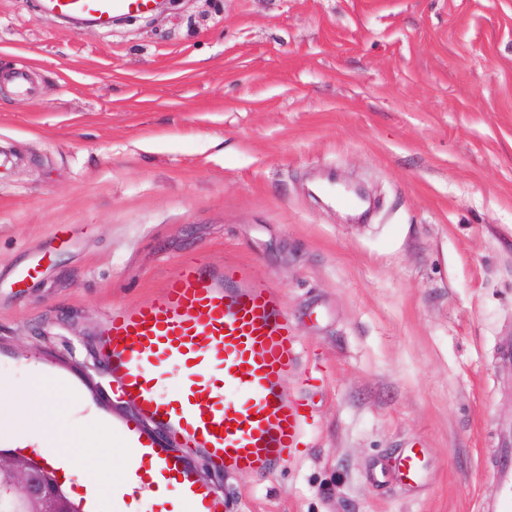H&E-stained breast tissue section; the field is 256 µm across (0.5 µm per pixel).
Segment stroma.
I'll return each mask as SVG.
<instances>
[{
    "instance_id": "obj_1",
    "label": "stroma",
    "mask_w": 512,
    "mask_h": 512,
    "mask_svg": "<svg viewBox=\"0 0 512 512\" xmlns=\"http://www.w3.org/2000/svg\"><path fill=\"white\" fill-rule=\"evenodd\" d=\"M326 169L372 220L316 194ZM187 258L274 289L303 345V445L263 477L191 453L231 512H479L512 422V0H172L80 30L0 0V385L27 409L58 363L39 435L136 414L100 333ZM412 443L426 488L377 482Z\"/></svg>"
}]
</instances>
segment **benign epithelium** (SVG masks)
<instances>
[{
  "label": "benign epithelium",
  "mask_w": 512,
  "mask_h": 512,
  "mask_svg": "<svg viewBox=\"0 0 512 512\" xmlns=\"http://www.w3.org/2000/svg\"><path fill=\"white\" fill-rule=\"evenodd\" d=\"M51 469L29 457L0 455V503L9 512H76L49 476Z\"/></svg>",
  "instance_id": "benign-epithelium-1"
}]
</instances>
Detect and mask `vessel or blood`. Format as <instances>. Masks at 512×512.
I'll use <instances>...</instances> for the list:
<instances>
[{
	"mask_svg": "<svg viewBox=\"0 0 512 512\" xmlns=\"http://www.w3.org/2000/svg\"><path fill=\"white\" fill-rule=\"evenodd\" d=\"M50 13L143 16L152 0H44ZM241 269H216L197 258L180 263L146 304L113 309L100 351L118 394L133 399L138 421L105 422L120 447L132 449L123 482L112 494L113 512H145L161 491L169 512H227L225 499L195 473L189 452L204 449L227 474L264 475L298 447L307 417L288 399L283 381L296 374L302 343L278 295L244 284ZM170 366L182 376L168 393L160 385ZM10 404L0 406V440L13 448L67 446L66 435L44 439L19 423ZM176 448H169V441ZM392 471L405 489L428 483L426 449H400ZM497 492L483 512H512V425H505L496 470Z\"/></svg>",
	"mask_w": 512,
	"mask_h": 512,
	"instance_id": "obj_1",
	"label": "vessel or blood"
}]
</instances>
